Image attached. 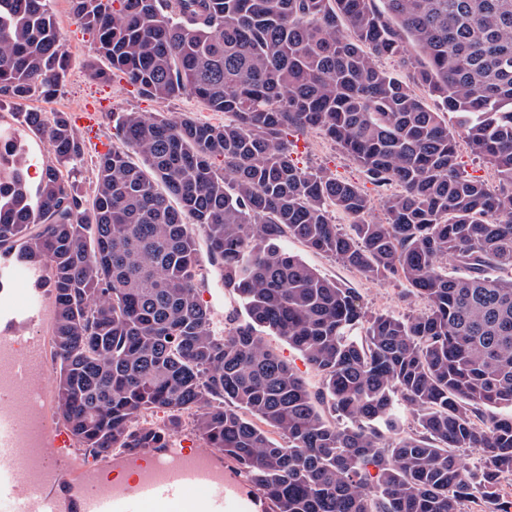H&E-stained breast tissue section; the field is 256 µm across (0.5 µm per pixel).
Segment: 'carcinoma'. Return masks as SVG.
Returning <instances> with one entry per match:
<instances>
[{"label":"carcinoma","mask_w":512,"mask_h":512,"mask_svg":"<svg viewBox=\"0 0 512 512\" xmlns=\"http://www.w3.org/2000/svg\"><path fill=\"white\" fill-rule=\"evenodd\" d=\"M49 2L0 0V96L60 86ZM72 3L111 65L93 79L118 72L151 98L191 94L224 113L219 125L123 113L117 136L141 163L98 154L89 197L66 175L84 143L64 113H18L56 160L34 189L0 133V256L51 290L55 403L72 440L97 458L135 455L168 447L188 414L270 512H512V278L499 276L512 272V0ZM307 129L385 192L381 222L363 220L358 184L294 162L288 136ZM459 134L498 190L461 170ZM197 230L240 303L223 333L199 296ZM287 237L400 281L424 310H367ZM265 333L303 356L317 390ZM401 407L412 432L396 431Z\"/></svg>","instance_id":"carcinoma-1"}]
</instances>
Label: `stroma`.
<instances>
[{
  "mask_svg": "<svg viewBox=\"0 0 512 512\" xmlns=\"http://www.w3.org/2000/svg\"><path fill=\"white\" fill-rule=\"evenodd\" d=\"M49 8L62 34V49L68 60L62 85L51 97L37 94L19 106L8 101L0 103V130L7 132L21 147L26 159L30 185L39 183L46 165L52 160V155L45 140L35 136L20 124L16 116L20 110L62 112L74 122L87 113H94V128H85L81 131L86 140V151L83 162L76 166L72 178L75 186L86 194L91 193L94 186L93 162L100 145L116 146L120 143L114 125L121 113L143 112L172 119L187 112L202 122L223 123V113L211 111L191 95L185 94L175 99L161 101L143 95L137 87L117 76L107 82L92 79L91 67L108 68V61L99 55L92 35L82 27L73 11L71 0H50ZM294 141L293 158L299 166L325 167L337 177L360 183L370 200L368 219L382 220L381 191L365 182L360 169L332 142L313 130L297 133ZM282 245L288 252L297 255L325 277L352 288L368 310L408 315L419 313L423 308L418 299L407 295L399 282L393 281L384 285L374 283L362 274L343 266L336 259L313 251L294 239L283 240ZM200 265L203 276L200 297L210 308L216 329L225 330L236 317L239 305L235 296L225 290L208 255H201ZM33 301L40 302L43 308L42 320L32 329L33 335L38 336L49 330L52 321L53 304L49 289L39 287L36 282L21 274L10 282L8 292L0 295V303L5 305H21Z\"/></svg>",
  "mask_w": 512,
  "mask_h": 512,
  "instance_id": "35a3bbf8",
  "label": "stroma"
}]
</instances>
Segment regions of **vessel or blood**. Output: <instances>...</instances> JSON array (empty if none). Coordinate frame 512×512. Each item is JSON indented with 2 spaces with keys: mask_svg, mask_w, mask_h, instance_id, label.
I'll return each mask as SVG.
<instances>
[{
  "mask_svg": "<svg viewBox=\"0 0 512 512\" xmlns=\"http://www.w3.org/2000/svg\"><path fill=\"white\" fill-rule=\"evenodd\" d=\"M39 316L32 307L0 312V350L24 343L36 351L25 332ZM43 377L28 359L0 385V512H246L252 505L243 479L224 470L216 448H188L175 438L132 461L113 458L112 468L135 471L125 485L92 470L74 477L61 458L64 434L54 427L39 447H23L21 435L43 413Z\"/></svg>",
  "mask_w": 512,
  "mask_h": 512,
  "instance_id": "vessel-or-blood-1",
  "label": "vessel or blood"
}]
</instances>
